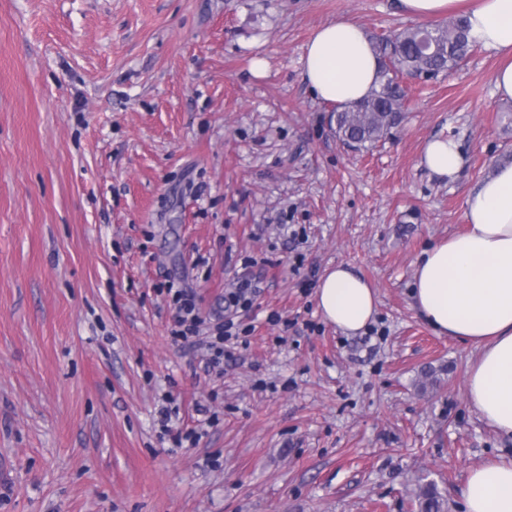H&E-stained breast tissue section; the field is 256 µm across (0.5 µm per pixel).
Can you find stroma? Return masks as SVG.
<instances>
[{
	"label": "stroma",
	"instance_id": "35a3bbf8",
	"mask_svg": "<svg viewBox=\"0 0 512 512\" xmlns=\"http://www.w3.org/2000/svg\"><path fill=\"white\" fill-rule=\"evenodd\" d=\"M397 0H0V512H414L459 503L512 438L466 398L477 350L435 335L415 262L512 163L496 56L405 78L393 136L351 150L302 70L319 27L415 26ZM460 143L450 179L426 140ZM373 285L349 336L325 269ZM260 281L224 368L174 342L164 285L207 315ZM441 378L420 390L426 368ZM207 427L175 445L157 424ZM316 301L324 320L349 336L364 330L376 312L374 288L342 263L324 271ZM415 507L417 512H456L455 504L447 503L437 486L433 482H426L419 486V490L415 495Z\"/></svg>",
	"mask_w": 512,
	"mask_h": 512
}]
</instances>
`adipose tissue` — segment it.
Instances as JSON below:
<instances>
[{
    "mask_svg": "<svg viewBox=\"0 0 512 512\" xmlns=\"http://www.w3.org/2000/svg\"><path fill=\"white\" fill-rule=\"evenodd\" d=\"M465 16L474 39L504 58L494 85L501 99L512 100V0H473ZM303 69L313 96L334 105L354 104L377 85L372 42L347 19L316 31ZM422 162L449 177L463 158L453 140L435 136ZM464 208L465 232L422 250L410 295L434 333L479 349L466 377L468 403L498 433L512 436V164L481 180ZM316 301L324 320L349 336L376 312L374 288L342 263L324 271ZM460 497L464 512H512V459L472 469Z\"/></svg>",
    "mask_w": 512,
    "mask_h": 512,
    "instance_id": "1",
    "label": "adipose tissue"
}]
</instances>
